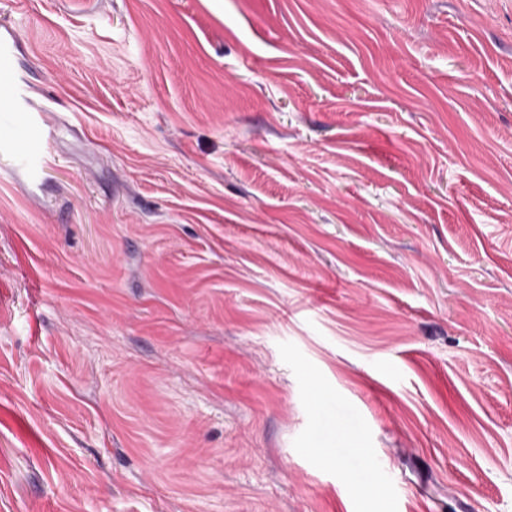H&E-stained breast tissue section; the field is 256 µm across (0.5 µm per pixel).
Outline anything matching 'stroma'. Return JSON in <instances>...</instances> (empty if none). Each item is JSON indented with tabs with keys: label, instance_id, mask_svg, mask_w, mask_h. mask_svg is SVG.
Segmentation results:
<instances>
[{
	"label": "stroma",
	"instance_id": "1",
	"mask_svg": "<svg viewBox=\"0 0 512 512\" xmlns=\"http://www.w3.org/2000/svg\"><path fill=\"white\" fill-rule=\"evenodd\" d=\"M0 512H512V0H0ZM15 49L14 33L9 29L0 33V74L7 78L6 82L1 79V94L4 90V97L2 99L1 96L0 112H29L24 109L25 94L15 80Z\"/></svg>",
	"mask_w": 512,
	"mask_h": 512
}]
</instances>
